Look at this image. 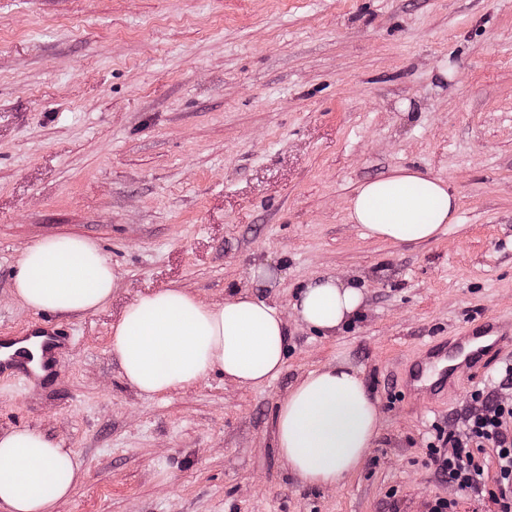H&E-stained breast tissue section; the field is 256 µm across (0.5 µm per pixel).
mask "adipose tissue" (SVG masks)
Returning <instances> with one entry per match:
<instances>
[{"label": "adipose tissue", "mask_w": 512, "mask_h": 512, "mask_svg": "<svg viewBox=\"0 0 512 512\" xmlns=\"http://www.w3.org/2000/svg\"><path fill=\"white\" fill-rule=\"evenodd\" d=\"M458 198L446 182L411 168L360 185L350 222L367 235L397 243L436 238L451 223ZM112 266L78 237L43 240L19 261L16 297L34 310L92 312L112 296ZM361 289L335 277L306 283L295 306L299 319L335 335L360 310ZM281 311L246 294L219 307L179 288L138 296L112 331L111 347L126 380L156 395L197 382L212 371L261 386L284 367ZM275 442L292 474L311 487L343 484L360 467L381 421L363 373L342 361L308 373L282 400L273 420ZM79 478V462L36 430L0 435V512H52Z\"/></svg>", "instance_id": "ef3b65f1"}]
</instances>
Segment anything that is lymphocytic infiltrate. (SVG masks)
I'll use <instances>...</instances> for the list:
<instances>
[{"mask_svg": "<svg viewBox=\"0 0 512 512\" xmlns=\"http://www.w3.org/2000/svg\"><path fill=\"white\" fill-rule=\"evenodd\" d=\"M498 389L471 392L457 425L436 427L430 444L432 462L447 475L451 492L433 499L428 512H458L461 498L494 504L495 512H512V364L500 373ZM496 468H489L485 449Z\"/></svg>", "mask_w": 512, "mask_h": 512, "instance_id": "f902f5d3", "label": "lymphocytic infiltrate"}]
</instances>
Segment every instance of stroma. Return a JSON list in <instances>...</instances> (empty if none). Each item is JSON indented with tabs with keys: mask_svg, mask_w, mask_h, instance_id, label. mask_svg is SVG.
<instances>
[{
	"mask_svg": "<svg viewBox=\"0 0 512 512\" xmlns=\"http://www.w3.org/2000/svg\"><path fill=\"white\" fill-rule=\"evenodd\" d=\"M445 180L452 224L419 244L347 219L364 182ZM75 236L115 271L38 385L0 375V433L71 449L83 478L54 512H427L448 493L427 444L512 346L447 390L404 391L416 361L479 321H512V0H0V340L38 324L22 253ZM355 283L325 336L294 306L314 278ZM275 305L285 365L260 387L213 372L158 396L123 378L112 326L139 295ZM346 360L381 429L344 485L298 483L279 401Z\"/></svg>",
	"mask_w": 512,
	"mask_h": 512,
	"instance_id": "obj_1",
	"label": "stroma"
}]
</instances>
